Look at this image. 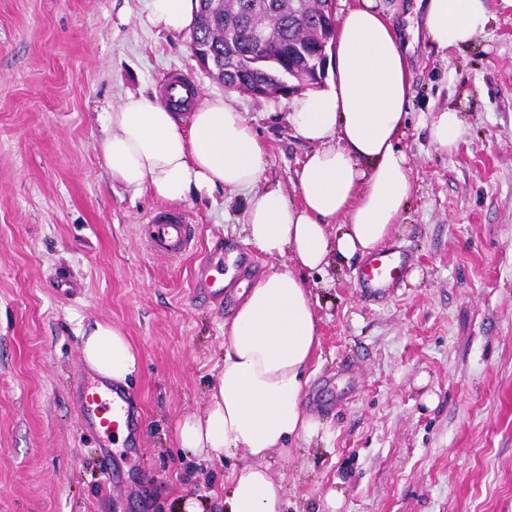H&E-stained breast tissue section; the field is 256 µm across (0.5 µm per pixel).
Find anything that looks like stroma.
<instances>
[{
  "label": "stroma",
  "instance_id": "obj_1",
  "mask_svg": "<svg viewBox=\"0 0 512 512\" xmlns=\"http://www.w3.org/2000/svg\"><path fill=\"white\" fill-rule=\"evenodd\" d=\"M147 0H0V512H178L181 496L224 512L240 456L181 448L177 424L205 408L239 288L197 297L193 268L247 251L238 200L179 203L195 229L184 255L152 250L144 217L99 152V113L161 91L178 69L224 95L190 32L156 33ZM400 146L413 193L386 249L410 257L403 283L357 285L362 257L304 277L320 347L304 392L328 440L289 441L267 461L280 512H512V12L443 50L418 35ZM235 105L267 154L260 189L296 192L310 146L286 97ZM461 112L453 150L419 118ZM109 322L140 355L127 381L142 425L100 466L75 385L88 368L80 329ZM340 506L330 510L329 493Z\"/></svg>",
  "mask_w": 512,
  "mask_h": 512
}]
</instances>
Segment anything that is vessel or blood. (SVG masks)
<instances>
[{
	"label": "vessel or blood",
	"mask_w": 512,
	"mask_h": 512,
	"mask_svg": "<svg viewBox=\"0 0 512 512\" xmlns=\"http://www.w3.org/2000/svg\"><path fill=\"white\" fill-rule=\"evenodd\" d=\"M191 82L183 73L171 72L164 86V99L175 111L189 108L185 97ZM149 241L156 250L171 254H184L190 247L194 234L189 219L182 213L156 209L146 216ZM406 259L403 254L383 251L365 259L359 274V286L365 295L372 296L385 288L398 287L403 279ZM85 420L90 428L104 437L117 431L134 436L138 419L131 410L125 394L104 380H85L80 392Z\"/></svg>",
	"instance_id": "b4317fda"
}]
</instances>
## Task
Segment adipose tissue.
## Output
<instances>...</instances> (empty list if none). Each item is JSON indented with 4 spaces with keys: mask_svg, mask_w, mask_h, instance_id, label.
Returning a JSON list of instances; mask_svg holds the SVG:
<instances>
[{
    "mask_svg": "<svg viewBox=\"0 0 512 512\" xmlns=\"http://www.w3.org/2000/svg\"><path fill=\"white\" fill-rule=\"evenodd\" d=\"M198 0H148L144 25L169 33L193 27ZM488 21V0H427L424 29L441 49L467 44ZM326 87L299 91L288 122L311 144L297 172V196L257 191L265 149L228 97L174 112L157 97L127 95L100 113L99 150L113 181L132 196L169 202L221 191L244 195L246 241L290 267L242 289L228 325L206 409L178 425L182 447L208 457L242 453L224 500L226 512H277L282 487L266 465L288 440L321 430L303 404L319 345L304 271L374 252L391 236L413 191L399 147L411 98L406 50L375 0H354L336 16ZM338 223L336 236L327 226ZM83 359L93 372L125 383L139 368L128 337L95 323Z\"/></svg>",
    "mask_w": 512,
    "mask_h": 512,
    "instance_id": "ef3b65f1",
    "label": "adipose tissue"
}]
</instances>
